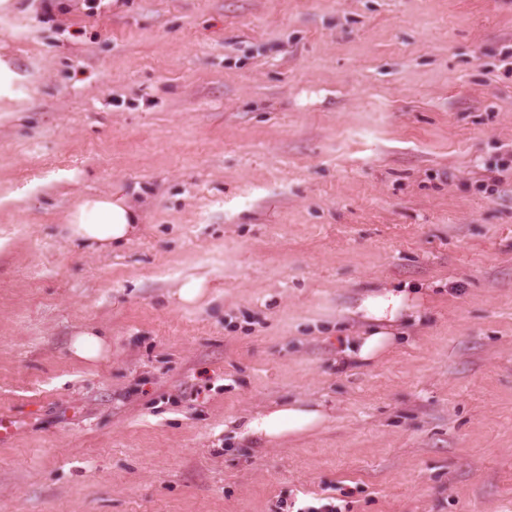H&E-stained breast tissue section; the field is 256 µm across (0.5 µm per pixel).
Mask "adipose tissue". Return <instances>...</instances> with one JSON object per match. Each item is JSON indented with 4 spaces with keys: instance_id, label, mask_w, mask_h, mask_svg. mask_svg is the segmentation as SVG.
Wrapping results in <instances>:
<instances>
[{
    "instance_id": "obj_1",
    "label": "adipose tissue",
    "mask_w": 512,
    "mask_h": 512,
    "mask_svg": "<svg viewBox=\"0 0 512 512\" xmlns=\"http://www.w3.org/2000/svg\"><path fill=\"white\" fill-rule=\"evenodd\" d=\"M137 222L138 217L126 198L88 196L80 199L69 215L68 237L93 248L119 244L132 238ZM407 309L406 295L398 290H387L363 300L359 311L372 327L369 334L359 337L349 348V355L361 361L382 356L393 342L392 324ZM327 420L320 407L288 402L247 419L241 433L274 442L312 433L321 429Z\"/></svg>"
}]
</instances>
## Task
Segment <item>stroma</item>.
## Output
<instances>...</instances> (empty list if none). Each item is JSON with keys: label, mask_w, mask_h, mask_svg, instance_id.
<instances>
[{"label": "stroma", "mask_w": 512, "mask_h": 512, "mask_svg": "<svg viewBox=\"0 0 512 512\" xmlns=\"http://www.w3.org/2000/svg\"><path fill=\"white\" fill-rule=\"evenodd\" d=\"M0 416V512H512V0H0ZM137 222L138 216L126 198L101 195L80 199L66 225L71 241L95 248L129 241L137 231ZM379 294L369 296L362 301L358 311L365 319L376 326L370 328V333L360 336L347 353L361 361H371L382 356L392 345L391 324H394L400 314L409 311L406 304L407 294L390 288ZM75 336L72 344L75 356L87 361H93L100 357L104 344L94 329H85ZM328 416L320 407L302 402L284 403L247 419L242 436L274 442L285 437H301L321 429Z\"/></svg>", "instance_id": "35a3bbf8"}]
</instances>
